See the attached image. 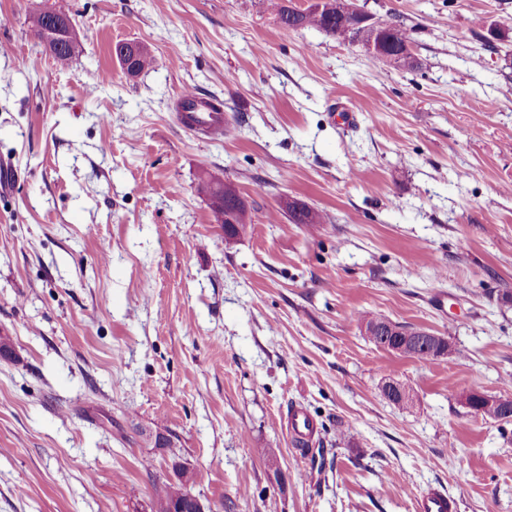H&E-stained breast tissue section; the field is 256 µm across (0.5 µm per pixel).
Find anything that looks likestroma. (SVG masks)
<instances>
[{"mask_svg":"<svg viewBox=\"0 0 512 512\" xmlns=\"http://www.w3.org/2000/svg\"><path fill=\"white\" fill-rule=\"evenodd\" d=\"M38 8L69 17L68 66ZM365 8L410 29L416 70L283 29L267 0H0V512H154L178 462L213 512H415L431 486L512 512V423L461 403L512 398V37L484 45L512 0ZM129 41L156 65L128 75ZM185 89L231 135L179 126ZM207 172L246 234L225 237ZM365 313L464 355L376 347ZM200 187L209 197L216 221L224 224V232L231 237L245 233L251 218L248 206L236 188L231 183L224 182V176L212 173L201 178ZM224 214L230 215L236 223L225 222ZM447 340V339H446ZM447 351L443 353L442 351ZM402 355L409 356L411 358H415L418 360H429L435 359L438 357L448 356V355H456L457 357H463L464 352L451 344L450 352L448 353V340L446 342L440 343L438 346L429 350L428 352L422 347L412 346L409 348L407 352H398ZM288 427L295 442L305 446L315 437L314 422L301 406H294L288 412Z\"/></svg>","mask_w":512,"mask_h":512,"instance_id":"1","label":"stroma"}]
</instances>
